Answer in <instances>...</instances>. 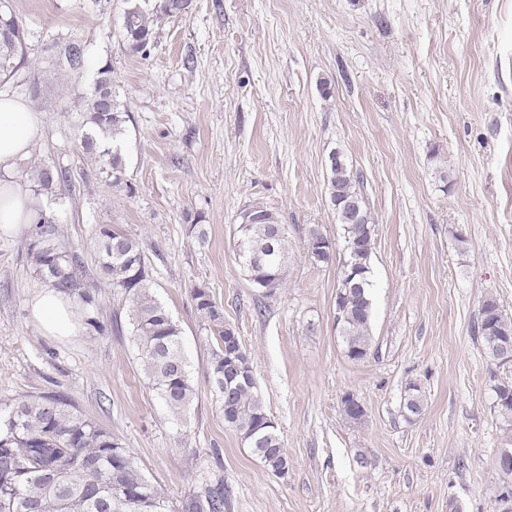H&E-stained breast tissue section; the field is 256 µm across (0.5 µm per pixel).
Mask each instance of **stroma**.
Returning a JSON list of instances; mask_svg holds the SVG:
<instances>
[{"label": "stroma", "mask_w": 512, "mask_h": 512, "mask_svg": "<svg viewBox=\"0 0 512 512\" xmlns=\"http://www.w3.org/2000/svg\"><path fill=\"white\" fill-rule=\"evenodd\" d=\"M10 5L34 31L22 66L34 84L15 93L42 120L16 175L69 168L70 187L45 206L83 256L90 316L119 327L45 335L29 307L42 281L28 235L0 236V406L66 394L174 503L220 478L228 512H499L506 477L495 462L512 450V427L495 390L512 384V361L491 357L474 324L489 297L512 317V0H190L156 20L143 55L122 46L126 0ZM71 40L85 49L79 74L59 65ZM105 59L132 117L126 189L103 185L77 137ZM335 149L359 173L373 222V348L361 361L336 328L345 242L327 193ZM253 205L287 229L284 283L268 298L236 249ZM102 224L139 239L154 295L182 331L196 389L183 419L148 386L129 302L98 263ZM314 229L334 241L331 263L312 261ZM200 284L251 356L285 476L224 425L191 296ZM412 383L427 404L414 422L400 409ZM348 391L361 422L341 410Z\"/></svg>", "instance_id": "35a3bbf8"}]
</instances>
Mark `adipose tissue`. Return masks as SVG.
Listing matches in <instances>:
<instances>
[{"mask_svg": "<svg viewBox=\"0 0 512 512\" xmlns=\"http://www.w3.org/2000/svg\"><path fill=\"white\" fill-rule=\"evenodd\" d=\"M37 113L12 93L0 92V232L16 235L33 224L43 205L30 188L14 179L18 163L30 152L40 129ZM31 314L39 329L49 336L76 335L81 316L77 306L56 288L40 286L30 301Z\"/></svg>", "mask_w": 512, "mask_h": 512, "instance_id": "1", "label": "adipose tissue"}]
</instances>
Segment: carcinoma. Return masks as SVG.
<instances>
[{"label":"carcinoma","instance_id":"carcinoma-1","mask_svg":"<svg viewBox=\"0 0 512 512\" xmlns=\"http://www.w3.org/2000/svg\"><path fill=\"white\" fill-rule=\"evenodd\" d=\"M30 32L22 18L0 11V82L13 84L19 60L24 56ZM122 45L131 55L145 54L153 39V24L139 0H127L122 19ZM59 63L74 72L85 67L82 44L70 42L60 52ZM81 113L80 147L98 165L99 173L113 186H132L126 178L124 144L131 116L112 84V67L105 62L96 70L91 91ZM336 162L328 165L327 191L335 211L350 198L360 196V176L344 154L334 150ZM68 182L67 170L42 166L34 177V193L53 192ZM345 239L355 246L347 260L356 273L354 285L344 291L336 326L346 356L363 360L373 348L371 243L373 228L368 208L342 224ZM237 251L249 281L263 283L271 297L281 287L288 265L284 246L285 227L275 211L263 206L247 208L240 215ZM62 230L53 217L33 225L28 260L34 272L59 292L87 308L94 303L84 274L81 254L61 242ZM99 261L130 302V325L138 359L149 387L174 417L181 418L195 397L182 331L169 311L153 294V280L139 243L132 236L116 235L109 225L98 230ZM193 300L203 315L206 330L213 335L209 379L215 391L224 394V374L231 362L247 369L251 356L237 344L234 358L224 351L229 336L224 312L202 287L193 289ZM488 354L497 357L503 344L512 346V320L494 298L483 301L477 324ZM495 407L501 418L512 423V384L496 387ZM425 399L416 384H409L403 397L405 418L418 420L425 412ZM224 424L240 433L252 453L277 475L288 470L289 460L277 427L253 381H241L221 407ZM230 491L224 482L204 484L170 505L163 489L143 474L135 456L112 432L83 415L60 392L23 394L11 399L0 413V512H225Z\"/></svg>","mask_w":512,"mask_h":512}]
</instances>
